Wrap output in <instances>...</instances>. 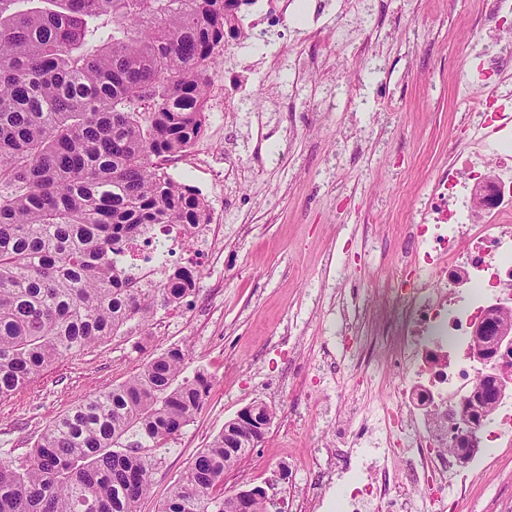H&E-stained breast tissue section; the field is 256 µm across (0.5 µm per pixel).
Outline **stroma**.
<instances>
[{
  "label": "stroma",
  "mask_w": 512,
  "mask_h": 512,
  "mask_svg": "<svg viewBox=\"0 0 512 512\" xmlns=\"http://www.w3.org/2000/svg\"><path fill=\"white\" fill-rule=\"evenodd\" d=\"M300 22L270 26L278 58L253 53L255 71L234 111L207 115L201 153L174 158L175 180L202 191L221 223L201 256L195 291L159 309L148 329L54 363L0 400V460L20 464L41 433L81 399L124 382L164 350L188 346L185 377L205 374L203 410L173 435L140 512H158L188 462L246 406L275 418L261 445L224 476L225 493L260 486L278 512L290 490L308 492V454L338 402L326 377H393L346 336L377 335L376 305H393V275L408 248V212L427 200L443 167L483 151L458 94L479 56L496 49L494 0H308ZM335 110H328V103ZM241 162L225 175V161ZM375 457L341 460L308 512H334L336 494ZM494 477L472 480L464 512H512V447L481 450Z\"/></svg>",
  "instance_id": "stroma-1"
}]
</instances>
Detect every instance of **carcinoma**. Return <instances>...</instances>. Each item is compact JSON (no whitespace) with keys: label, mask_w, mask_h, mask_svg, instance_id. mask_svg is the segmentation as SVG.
Returning <instances> with one entry per match:
<instances>
[{"label":"carcinoma","mask_w":512,"mask_h":512,"mask_svg":"<svg viewBox=\"0 0 512 512\" xmlns=\"http://www.w3.org/2000/svg\"><path fill=\"white\" fill-rule=\"evenodd\" d=\"M252 0H0V399L58 360L148 325L198 266L145 288L126 247L154 224L187 237L209 205L167 158L206 127L224 30ZM170 348L80 401L28 459L0 461V512H140L157 457L210 381ZM257 435L229 424L160 512H224V475Z\"/></svg>","instance_id":"carcinoma-1"}]
</instances>
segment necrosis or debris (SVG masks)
Returning a JSON list of instances; mask_svg holds the SVG:
<instances>
[{
	"label": "necrosis or debris",
	"instance_id": "4bbe7bcc",
	"mask_svg": "<svg viewBox=\"0 0 512 512\" xmlns=\"http://www.w3.org/2000/svg\"><path fill=\"white\" fill-rule=\"evenodd\" d=\"M512 140L489 145L442 171L431 198L409 215L410 254L400 268V306L376 337L398 373L385 399L337 409L327 435L347 431L356 443L386 451L346 491L339 512H458L449 483L455 447L448 412L480 381L474 328L512 322ZM158 251L143 267L162 279L165 263L185 238L167 224L150 231ZM482 448L512 446V397L493 400L474 426ZM407 462L398 479L389 460Z\"/></svg>",
	"mask_w": 512,
	"mask_h": 512
}]
</instances>
